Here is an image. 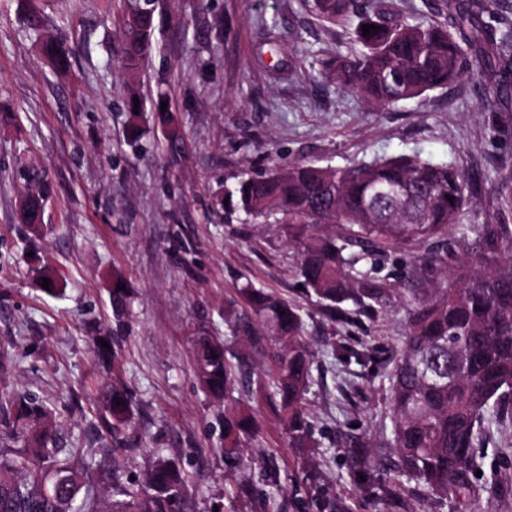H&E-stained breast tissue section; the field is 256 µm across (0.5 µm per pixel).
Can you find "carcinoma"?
Here are the masks:
<instances>
[{"instance_id":"1","label":"carcinoma","mask_w":512,"mask_h":512,"mask_svg":"<svg viewBox=\"0 0 512 512\" xmlns=\"http://www.w3.org/2000/svg\"><path fill=\"white\" fill-rule=\"evenodd\" d=\"M495 0H448V17L410 22L388 0H311L327 22L356 18L359 48L336 55L318 77L360 95L375 111H388L463 78L476 69L493 75L512 66V34L494 38L483 14ZM155 11L147 0H123L122 59L129 130L137 141L143 108L135 77L154 48ZM372 25L368 35L363 26ZM44 55L61 70L69 65L65 45L43 35ZM468 172L457 162L415 156L376 159L343 168L298 161L241 180L237 205L245 218L273 221L300 257L298 275L319 309L349 324L373 318L399 298L407 333L392 361V427L381 433L370 457L376 465L412 481L419 496L442 499L468 482L480 434L512 415V231L504 224H466ZM453 201H448V197ZM49 185L38 180L22 196L25 224H39ZM455 232L467 243L452 266L445 249ZM429 247L397 288L385 260L392 252ZM113 275L112 311L125 315L130 291ZM224 323L258 355L267 342L278 349L272 367L258 372L249 356L201 329L194 337L193 373L218 404H224V453L237 456L259 442L252 405H268L279 418L288 447L298 450L297 473L319 512H338L336 496L313 468L319 448L306 412L318 383L314 354L305 336L302 308L248 281L224 307ZM109 346H102V342ZM97 362L112 368L102 391L97 426L109 438L108 472L120 471L125 432L135 419L133 396L120 375L122 338H94ZM246 398L247 403L233 398ZM0 425L18 443L0 452V512H181L191 477L173 456L155 458L141 482L106 501L82 484L83 454L55 456L49 411L36 396L4 397Z\"/></svg>"}]
</instances>
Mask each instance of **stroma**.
Instances as JSON below:
<instances>
[{"label": "stroma", "instance_id": "35a3bbf8", "mask_svg": "<svg viewBox=\"0 0 512 512\" xmlns=\"http://www.w3.org/2000/svg\"><path fill=\"white\" fill-rule=\"evenodd\" d=\"M71 50L68 71L43 56L26 19ZM119 0H0V391L40 397L58 444L96 458L100 384L92 338H124V380L137 425L117 477L90 470L85 483L118 496L153 456L182 457L193 476L187 512H267L264 466L275 456L284 512H317L295 479L293 451L276 415L256 418L262 447L229 466L219 411L192 374L199 327L224 337V303L251 278L302 307L319 377L308 395L315 465L341 512H512V423L490 429L476 475L447 498L413 494L388 506L393 478L363 484L351 441L376 442L391 426L389 356L404 334V311L342 325L300 289L296 253L278 226L244 221L229 197L242 178L305 160L343 167L377 156L418 154L462 164L472 178L467 223L510 224L498 207L512 192V71L474 73L444 91L375 112L355 93L313 80L353 47L346 23L318 19L306 0H159L155 50L138 81L141 148L130 145L121 65ZM496 99L482 108L483 92ZM171 112L182 144L170 153L158 118ZM51 197L43 222L19 220L29 174ZM56 281L45 291L37 268ZM131 292L124 322L112 312V274ZM336 342L369 352L365 365L327 358Z\"/></svg>", "mask_w": 512, "mask_h": 512}]
</instances>
